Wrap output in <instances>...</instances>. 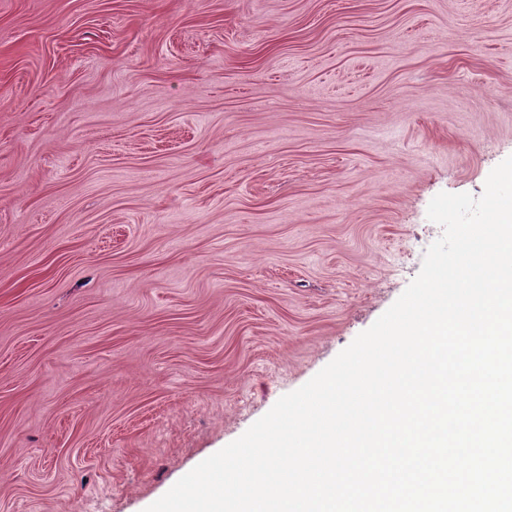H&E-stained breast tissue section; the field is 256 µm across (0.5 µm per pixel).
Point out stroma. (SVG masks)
<instances>
[{
	"instance_id": "1",
	"label": "stroma",
	"mask_w": 512,
	"mask_h": 512,
	"mask_svg": "<svg viewBox=\"0 0 512 512\" xmlns=\"http://www.w3.org/2000/svg\"><path fill=\"white\" fill-rule=\"evenodd\" d=\"M510 156L512 0H0V512H145Z\"/></svg>"
}]
</instances>
